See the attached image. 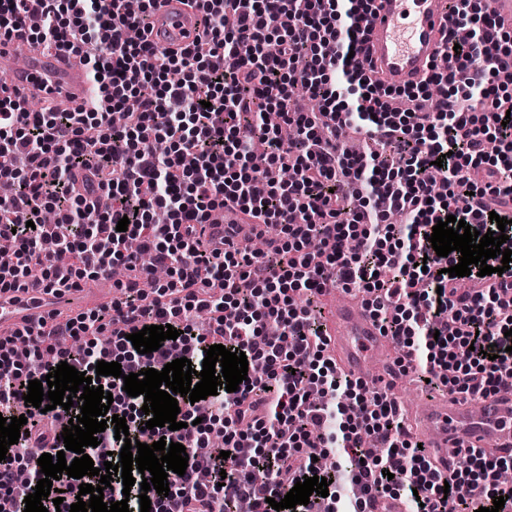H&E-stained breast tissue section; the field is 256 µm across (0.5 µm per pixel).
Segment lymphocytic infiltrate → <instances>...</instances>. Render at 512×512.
<instances>
[{"label": "lymphocytic infiltrate", "instance_id": "1", "mask_svg": "<svg viewBox=\"0 0 512 512\" xmlns=\"http://www.w3.org/2000/svg\"><path fill=\"white\" fill-rule=\"evenodd\" d=\"M204 14L200 40L173 52L145 31L154 0H0V35H21L49 50L82 54L108 111L47 107L17 113L0 97V239L15 250L0 267V291L44 286L59 293L86 278L124 267L128 287L112 305L76 315L54 310L23 330L27 362L14 357V337L0 336V416L25 414L26 431L0 461V512L34 492L36 456L64 452L63 441L39 423L80 415L79 407L41 412L25 405L28 383L67 362L113 395L111 413L124 417L131 440L179 443L185 474L169 473L170 492L149 491L150 512H273L296 482L335 475L328 497L311 495L291 512H361L363 499L402 490L410 512H470L504 499L512 484L498 475L508 455L469 449L464 464L440 473L419 450L387 393L369 389L326 357L327 330L315 299L326 281L366 296L375 323L431 386L474 398L512 385V280L470 274L477 288L458 293L448 267L459 252L437 256L430 236L452 215L487 232L490 214L505 218L512 237V122L507 121L498 69L512 54L496 18L476 0H453L458 46H445L446 71L431 70L416 87L415 108L394 111L366 82L358 53L359 11L368 0H195ZM95 54H87V47ZM452 87L434 109L422 101L431 87ZM316 101L296 111L297 98ZM140 110L126 125L112 110L129 99ZM282 115L279 127L264 115ZM356 128L392 147L352 153L341 131ZM440 169H433L435 160ZM292 168L280 182L276 173ZM88 169L107 175L109 209L88 202L73 183ZM439 171L441 190L428 174ZM232 206L280 227L264 251L202 247L197 226L210 210ZM406 215L384 223L387 208ZM165 211L167 223L153 220ZM55 225L43 222L45 211ZM127 231H117L120 219ZM167 271V281L142 265L140 253ZM208 313V335L194 317ZM281 329L264 339L267 323ZM172 325L180 335L149 354L129 336L144 326ZM214 344L245 352L248 376L237 391L218 387L198 415L178 400L183 429L142 431L131 411L143 397L123 389L124 374L162 369L174 356L202 367ZM120 363L115 378L98 361ZM224 431L229 458L207 452L212 429ZM267 474L255 484V470Z\"/></svg>", "mask_w": 512, "mask_h": 512}]
</instances>
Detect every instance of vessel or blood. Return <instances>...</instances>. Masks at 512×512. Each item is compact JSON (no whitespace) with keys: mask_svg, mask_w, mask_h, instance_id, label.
<instances>
[{"mask_svg":"<svg viewBox=\"0 0 512 512\" xmlns=\"http://www.w3.org/2000/svg\"><path fill=\"white\" fill-rule=\"evenodd\" d=\"M365 30L360 61L366 76L389 89L420 83L437 61L449 31L447 0H374L373 11L364 15ZM202 16L183 0H156L149 39L159 46L179 48L199 39ZM14 103L27 108L30 96L54 93L57 109L89 106L98 96L88 82L79 56L45 53L28 46L27 62L7 79ZM252 220L239 209L217 208L207 213L198 227L202 240H217L234 230L235 242L250 237ZM42 288L0 293V335L40 322L52 301ZM329 346L337 362L348 372L367 380L380 379L375 365L384 359L390 339L383 335L365 308L345 303L327 316ZM417 435L429 449L440 470L449 457L469 448H512V391L481 399L478 412L467 404L426 398L411 413Z\"/></svg>","mask_w":512,"mask_h":512,"instance_id":"obj_1","label":"vessel or blood"}]
</instances>
